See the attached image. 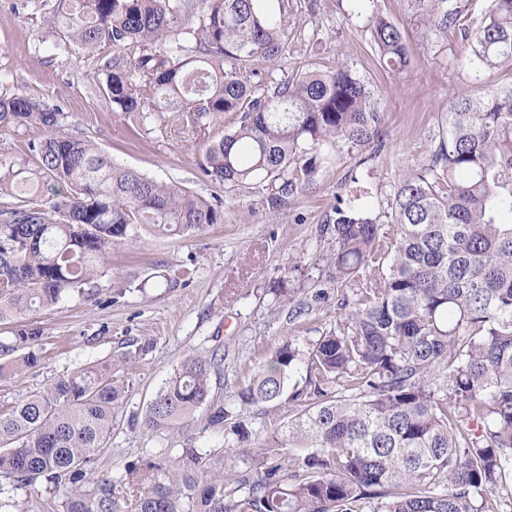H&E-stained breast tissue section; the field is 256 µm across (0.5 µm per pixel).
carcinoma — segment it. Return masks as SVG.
<instances>
[{"instance_id": "1", "label": "carcinoma", "mask_w": 512, "mask_h": 512, "mask_svg": "<svg viewBox=\"0 0 512 512\" xmlns=\"http://www.w3.org/2000/svg\"><path fill=\"white\" fill-rule=\"evenodd\" d=\"M453 34L460 0H417ZM26 0L60 34L55 48L103 55L92 88L142 124L178 112L206 139L202 174L233 189L258 185L271 214L313 188L342 142L360 163L384 148V113L346 66L306 71L257 96L255 65L288 54V0ZM385 68L409 50L378 17ZM467 39L468 63L512 64V0H488ZM64 113L23 92L0 93V127L39 126L28 154L0 156V321L71 294L91 295L112 248L141 234L183 237L223 219L220 205L178 183L119 166L90 141L58 132ZM430 159L398 179L380 216L338 200L326 279L345 287L315 341L287 340L247 363L235 407L211 397L217 355L185 359L141 421L146 433L204 428L235 436L244 467L192 441L173 466L130 464L119 480L88 477L112 435L127 355L78 367L0 411V479L64 488V512H503L512 500V84L449 103ZM66 196L50 194L53 183ZM297 314L328 292L276 288ZM43 334L0 336V380L38 368ZM303 385L289 390L293 372ZM289 397L296 413L264 435L254 406Z\"/></svg>"}]
</instances>
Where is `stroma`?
I'll return each instance as SVG.
<instances>
[{
	"mask_svg": "<svg viewBox=\"0 0 512 512\" xmlns=\"http://www.w3.org/2000/svg\"><path fill=\"white\" fill-rule=\"evenodd\" d=\"M20 3L0 0V92L20 90L64 112L62 133L86 137L121 166L222 201L224 221L181 239L146 235L136 246H117L94 295L74 294L27 317L26 325L44 333L42 364L0 381V406L76 367L127 353L126 398L115 413L110 446L95 455L90 473L120 477L127 465L175 455L187 437L201 453L220 452L225 463L241 464L235 449L225 447L223 431L205 428V410L181 432L147 434L138 421L186 357L223 353L212 386L229 405L245 361L273 352L288 336L303 344L316 340L339 313L335 284H327L330 298L321 308L297 317L274 309L270 291L283 281L296 288L323 274L332 243L320 227L332 218L337 197L359 184L369 191L367 205L385 206L397 179L426 161L439 131L447 129L451 98L512 84V67L466 66L463 32L433 27L413 0H289L290 51L260 64L255 92L296 72L348 67L384 112L386 141L365 163L337 145L315 189L271 220L262 190H231L200 173L202 139L138 133L132 115L113 111L107 98L90 90L96 57L54 50L55 30ZM378 14L398 27L409 48L403 73L379 63L371 41ZM180 270L185 281L168 287V277ZM0 488L15 498L19 512H63V491L43 484Z\"/></svg>",
	"mask_w": 512,
	"mask_h": 512,
	"instance_id": "35a3bbf8",
	"label": "stroma"
}]
</instances>
